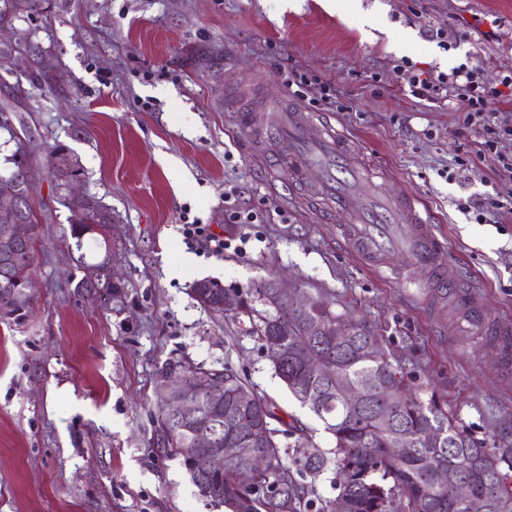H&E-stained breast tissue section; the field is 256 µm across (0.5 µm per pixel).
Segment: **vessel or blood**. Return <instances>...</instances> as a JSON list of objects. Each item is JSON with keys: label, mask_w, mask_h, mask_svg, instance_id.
<instances>
[{"label": "vessel or blood", "mask_w": 512, "mask_h": 512, "mask_svg": "<svg viewBox=\"0 0 512 512\" xmlns=\"http://www.w3.org/2000/svg\"><path fill=\"white\" fill-rule=\"evenodd\" d=\"M237 120L259 144L269 146L308 200L330 202L347 218L343 230L358 254L387 258L405 255L411 267L432 273L437 280H456L454 261L443 256V245L428 215L413 198L389 193L361 165L349 139L332 125L293 105L241 112ZM469 311L480 332L495 339V358L512 366V322L488 319L479 297Z\"/></svg>", "instance_id": "vessel-or-blood-1"}]
</instances>
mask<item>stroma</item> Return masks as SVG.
Masks as SVG:
<instances>
[{
  "label": "stroma",
  "instance_id": "stroma-1",
  "mask_svg": "<svg viewBox=\"0 0 512 512\" xmlns=\"http://www.w3.org/2000/svg\"><path fill=\"white\" fill-rule=\"evenodd\" d=\"M362 12L320 0H55L22 22L43 50L0 59V159L24 153L34 242L33 313H0V512H226L199 495L182 460L161 444L159 409L168 366L228 367L299 419L318 447L323 423L282 385L247 318L191 296L195 280L244 289L277 279L329 301L377 337L422 400L457 414L476 441L512 447V385L487 340L458 337L469 285L490 314L512 319V178L477 157V133L453 102L414 97L395 70L512 71V0H361ZM372 11L365 25L363 11ZM450 31L439 44L437 29ZM314 71L342 93L343 111L299 104L351 139L370 172L428 210L462 278L435 301L409 284L405 256L378 272L326 221L330 206L303 199L288 172L254 148L224 108V78L264 72L262 93L288 95L273 62ZM68 146L81 188L112 210L105 236H89L92 261L110 258L111 308L77 291L82 271L69 210L56 193L48 149ZM251 224L224 221V195ZM487 204L486 223L460 210ZM223 237V253L184 239L185 224ZM307 490L297 512H323L336 474L291 470Z\"/></svg>",
  "mask_w": 512,
  "mask_h": 512
}]
</instances>
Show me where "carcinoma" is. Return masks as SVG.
<instances>
[{
  "instance_id": "cac0c4a2",
  "label": "carcinoma",
  "mask_w": 512,
  "mask_h": 512,
  "mask_svg": "<svg viewBox=\"0 0 512 512\" xmlns=\"http://www.w3.org/2000/svg\"><path fill=\"white\" fill-rule=\"evenodd\" d=\"M24 8L0 9V27L12 26L17 21L43 15L50 11L53 0H18ZM112 223V209L101 198L91 194L89 202L78 214L69 217L70 236L77 249H82L83 239ZM33 240L20 242L13 249L9 268L0 265V309L15 315L19 321L26 313L13 309L15 297L22 291L19 282L23 271L33 272ZM75 287L107 304L112 301V285L94 284L82 276ZM194 299L203 307L215 312L222 293L218 281L202 278L194 281ZM246 302L239 314L248 318L251 334L264 347L269 336L281 337L285 357L273 369L291 395L324 424L332 436L334 448L324 451L313 442L296 423L284 422L275 412V405L266 397L254 392L231 369H210L214 377L213 393L201 397V408L219 422H224L232 400L224 393V382L230 387L244 389L257 400V412H238L243 421H254L265 426L269 440L265 448H246L244 455L224 463L221 477L204 486H197L199 493L224 505L229 512H247L245 491L237 483V471L242 466L260 470L259 486L250 493L251 499L267 506L269 512H295L301 490L288 480L294 466L310 473H319L334 463L339 481L338 494L326 505L327 512H470L453 499L452 483L441 485L436 475L442 470L454 477H462L470 484L474 494L487 499L486 512H512V501L501 505L500 497L512 498V483L502 472L501 465L512 468V448L492 451L475 440L467 428L459 423L454 413L444 410L434 401L425 402L410 391L404 373L393 366L379 348L376 337L363 325H354L353 336L339 340L330 336L318 338L306 330L307 323L317 319L332 325L340 319L329 303L314 298L316 313L305 315L286 303L276 308H256L262 288L256 285L241 290ZM376 348L375 355L367 353ZM322 357L328 362V373L320 377L307 373L303 365V352ZM370 384L368 400L360 410L350 413L345 403L336 397V386L343 380ZM164 448H172L185 458L202 449L205 435L193 423L178 422L170 412L160 410ZM279 423L278 429L273 423ZM434 429L442 436L439 445L419 448L397 446L395 434L421 436ZM296 435L306 449L299 456H291L280 446L278 435ZM273 455L281 461L276 472L260 469L265 456Z\"/></svg>"
}]
</instances>
